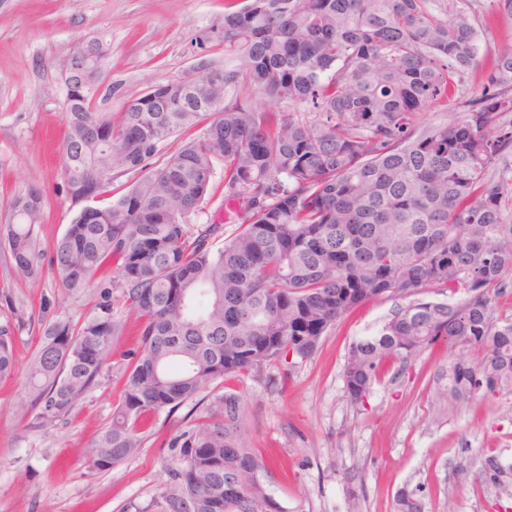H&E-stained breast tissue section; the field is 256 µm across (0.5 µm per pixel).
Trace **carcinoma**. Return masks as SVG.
I'll list each match as a JSON object with an SVG mask.
<instances>
[{
  "mask_svg": "<svg viewBox=\"0 0 512 512\" xmlns=\"http://www.w3.org/2000/svg\"><path fill=\"white\" fill-rule=\"evenodd\" d=\"M478 0H228L223 106L204 84L171 81L123 112H98L67 89L60 147L73 200L111 192L112 171L144 173L115 199L81 209L50 253L40 248L43 198H14L0 228L16 278L44 263L61 288L95 287L83 320L46 323L18 409L37 425L67 416L110 367L112 343L138 342L112 421L87 450L109 470L141 453L150 423L218 380L259 377L292 355L310 358L361 305L418 296L343 366L362 404L388 368L439 344L448 361L440 400L512 392V315L495 297L512 274V42L478 55ZM486 72L480 93L467 79ZM461 108L451 124L419 125L429 107ZM210 119L160 164L161 144ZM224 212L196 227L215 167ZM232 225L229 234L224 226ZM113 276L95 281L100 271ZM462 293L458 303L422 298ZM123 307L124 314L114 311ZM14 331L0 326V377L14 370ZM482 349L474 357L464 353ZM238 395H214L188 429L172 485L152 512H277L264 464L240 427ZM398 512H424L405 488Z\"/></svg>",
  "mask_w": 512,
  "mask_h": 512,
  "instance_id": "carcinoma-1",
  "label": "carcinoma"
}]
</instances>
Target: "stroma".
Listing matches in <instances>:
<instances>
[{
  "instance_id": "1",
  "label": "stroma",
  "mask_w": 512,
  "mask_h": 512,
  "mask_svg": "<svg viewBox=\"0 0 512 512\" xmlns=\"http://www.w3.org/2000/svg\"><path fill=\"white\" fill-rule=\"evenodd\" d=\"M226 0H0V224L29 189L43 195L42 248L60 238L79 206L60 177L64 58L95 48L103 58L94 98L100 112H121L158 83L225 65L221 32ZM96 290L63 297L50 269L16 279L0 253V325L16 334L15 369L0 378V512H141L169 485L181 459L170 439L197 418L184 405L153 420L142 452L107 471L86 448L111 421L125 383L133 335L113 342L112 367L64 420L37 427L19 416L25 369L43 322L92 314ZM406 298L366 303L324 336L318 351L279 363L258 378L215 384L244 404L242 427L261 454L263 482L279 512H396L407 488L426 512H512V394L436 407L452 355L439 346L407 368L391 366L363 406L345 397L349 345L374 332ZM497 476L478 480L487 462Z\"/></svg>"
}]
</instances>
